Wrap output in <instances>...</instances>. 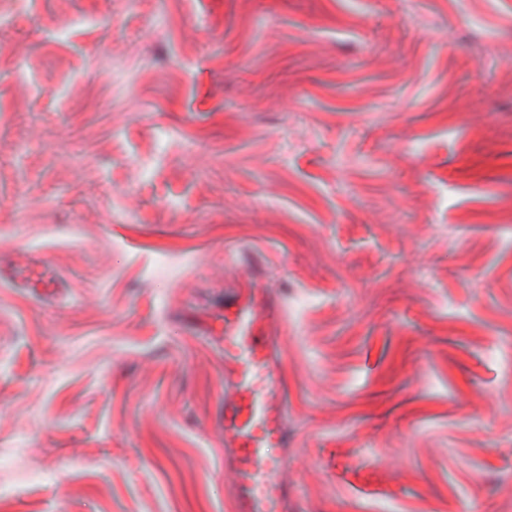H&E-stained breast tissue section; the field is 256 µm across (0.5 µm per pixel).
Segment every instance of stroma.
I'll return each instance as SVG.
<instances>
[{"instance_id": "obj_1", "label": "stroma", "mask_w": 512, "mask_h": 512, "mask_svg": "<svg viewBox=\"0 0 512 512\" xmlns=\"http://www.w3.org/2000/svg\"><path fill=\"white\" fill-rule=\"evenodd\" d=\"M512 512V0H0V512ZM251 337L228 336L224 339V357L236 364V389L240 402L224 417L225 431H232L242 441L236 448L237 483L244 494L247 512H281L288 497V486L277 478L282 460L271 457L265 448L254 447L262 429L274 434L278 428V409L267 395L255 393L263 368V357L249 348Z\"/></svg>"}]
</instances>
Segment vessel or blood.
<instances>
[{
    "instance_id": "obj_1",
    "label": "vessel or blood",
    "mask_w": 512,
    "mask_h": 512,
    "mask_svg": "<svg viewBox=\"0 0 512 512\" xmlns=\"http://www.w3.org/2000/svg\"><path fill=\"white\" fill-rule=\"evenodd\" d=\"M246 336L224 339V357L236 364V389L240 401L224 418L225 430L234 432L241 440L237 449V483L246 501V512H282L288 487L277 478L281 459L269 456L256 447L260 431L276 432L278 409L266 396L257 394L255 387L263 368V358L249 346Z\"/></svg>"
}]
</instances>
